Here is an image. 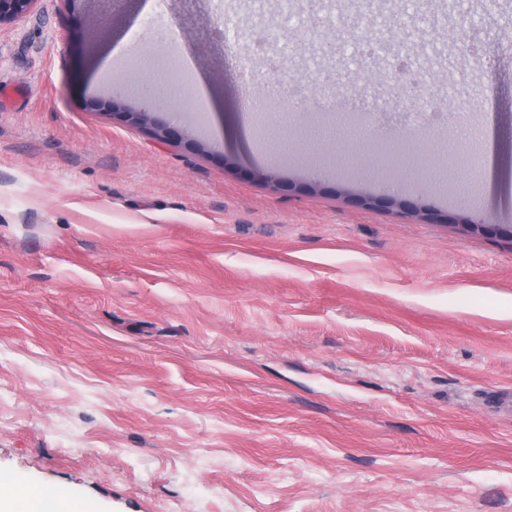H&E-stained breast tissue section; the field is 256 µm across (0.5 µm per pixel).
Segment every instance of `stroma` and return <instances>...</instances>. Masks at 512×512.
Returning a JSON list of instances; mask_svg holds the SVG:
<instances>
[{"label": "stroma", "mask_w": 512, "mask_h": 512, "mask_svg": "<svg viewBox=\"0 0 512 512\" xmlns=\"http://www.w3.org/2000/svg\"><path fill=\"white\" fill-rule=\"evenodd\" d=\"M449 2L37 0L0 25L1 477L94 512H512V238L341 192L487 204L448 115L512 123V0ZM401 58L447 111L423 174L377 179L374 142L303 112L391 101ZM200 94L262 102L252 165ZM128 121L144 127L153 137L163 142L184 143L193 149H203V145L184 137L181 127L152 120L147 112L128 110L123 112Z\"/></svg>", "instance_id": "35a3bbf8"}]
</instances>
